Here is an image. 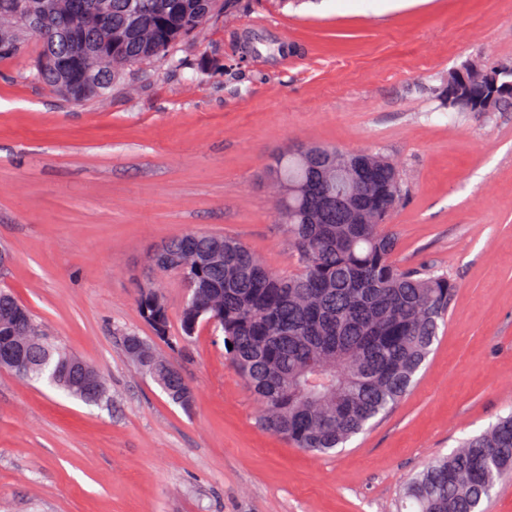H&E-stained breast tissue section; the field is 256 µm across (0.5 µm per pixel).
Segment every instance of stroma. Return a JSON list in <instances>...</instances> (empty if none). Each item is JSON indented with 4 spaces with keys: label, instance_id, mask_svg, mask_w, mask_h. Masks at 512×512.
<instances>
[{
    "label": "stroma",
    "instance_id": "35a3bbf8",
    "mask_svg": "<svg viewBox=\"0 0 512 512\" xmlns=\"http://www.w3.org/2000/svg\"><path fill=\"white\" fill-rule=\"evenodd\" d=\"M39 52L0 61V281L111 401L0 369V512H399L410 475L512 411V108L438 95L466 60L512 65V0H241L100 101L39 81ZM306 143L397 161L396 260L458 285L410 391L327 455L260 426L222 336L169 345L136 304L156 281L179 336L186 290L151 256L191 231L294 271L264 168ZM130 334L183 372L191 410L127 359Z\"/></svg>",
    "mask_w": 512,
    "mask_h": 512
}]
</instances>
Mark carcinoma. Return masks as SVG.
<instances>
[{
    "mask_svg": "<svg viewBox=\"0 0 512 512\" xmlns=\"http://www.w3.org/2000/svg\"><path fill=\"white\" fill-rule=\"evenodd\" d=\"M32 0H0V61L20 54L27 37L41 43L38 77L59 93L67 80L44 67L59 27L77 32L89 47L92 70L82 76L83 99L102 98L128 67L164 56L210 19L238 6V0H86L83 15L71 14V0H45L48 24L33 29ZM278 191L277 222L297 255L292 274L271 271L241 240L189 233L173 237L164 275H187L198 294L185 300L183 338L214 321L226 349L262 406L261 425L294 446L327 454L343 447L373 420L384 416L413 385L445 323L456 284L433 268H400L398 239L386 224L403 202L402 172L392 159L373 153L303 144L270 160ZM136 302L159 339L169 332L168 307L150 283ZM0 286V353L22 345L19 377L45 381L87 404L109 395L96 372L98 391L69 385L59 366L76 355L54 340ZM145 361L134 364L168 398L190 408L193 392L171 364L154 360L153 345L140 339ZM512 475V414L466 439L413 477L403 508L410 512H485L492 491Z\"/></svg>",
    "mask_w": 512,
    "mask_h": 512,
    "instance_id": "cac0c4a2",
    "label": "carcinoma"
}]
</instances>
